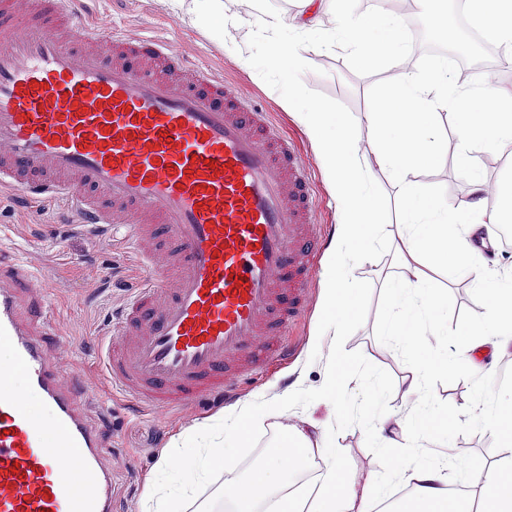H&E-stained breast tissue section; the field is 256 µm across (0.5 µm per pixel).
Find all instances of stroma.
Returning a JSON list of instances; mask_svg holds the SVG:
<instances>
[{
    "mask_svg": "<svg viewBox=\"0 0 512 512\" xmlns=\"http://www.w3.org/2000/svg\"><path fill=\"white\" fill-rule=\"evenodd\" d=\"M224 6L236 12L237 22L221 32L189 14L176 0H80L73 12L78 21L90 17L131 34L157 35L181 47L188 64L210 70L244 92L266 112L270 127L296 145L307 167L323 245L314 258L315 276L308 287L311 305L281 340L287 358L257 368L229 400H203L159 411L113 393L102 366L100 345L112 335L113 313L137 284L151 275V268L142 264L125 225L116 224L98 234L76 223L75 212L63 202L44 199L31 203L11 189L0 190V247L26 262L39 285L47 289V301L61 333L55 353L60 378L79 385L88 397L86 410L91 421L103 429L104 453L112 467L113 512H141L168 448L183 442L195 429L215 424L257 400L278 399L301 387L315 389L324 384L332 343L329 338H318L317 328L326 295L324 265L338 234V206L322 157L296 113L285 107L284 99L289 85H296L305 99L340 113L360 136L362 150L368 152L372 143L366 117L384 87L404 69L399 61L376 71L366 69L357 54L341 47L313 55L311 64L289 66L287 60L270 53L258 30L268 16L298 14L299 0H263L262 5L250 7L244 0H224ZM287 67L293 70L289 85L281 77ZM441 127L443 160L421 171L416 181L422 190L438 192L455 202L467 198L469 185L456 163L453 123L445 120ZM477 160L488 180L487 206L495 208L500 192L512 186V153L487 150L478 153ZM395 272L390 253L353 268V277L369 282L373 295L365 323L345 344L346 350L361 352L391 374L396 387L389 405L394 413L405 408L400 385L413 362L411 355L381 334ZM434 279L447 291L448 341L461 345L469 328L484 316L486 299L470 280L445 272L436 273ZM430 391L443 414L424 421L426 446L432 452H442V437L450 435L457 465L467 471L480 470L496 460L503 442L496 431L475 420L473 376L463 370L441 374L431 381ZM334 419V408L326 400L265 415L260 447L235 470V477L247 475L265 461V450L281 424L306 421L313 439L321 440ZM335 442L342 450L346 475L378 467L361 427L341 431Z\"/></svg>",
    "mask_w": 512,
    "mask_h": 512,
    "instance_id": "35a3bbf8",
    "label": "stroma"
}]
</instances>
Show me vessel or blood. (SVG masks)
<instances>
[{"label": "vessel or blood", "instance_id": "1", "mask_svg": "<svg viewBox=\"0 0 512 512\" xmlns=\"http://www.w3.org/2000/svg\"><path fill=\"white\" fill-rule=\"evenodd\" d=\"M72 0H0V188L86 223L163 230L156 272L112 318L113 390L151 407L228 397L309 304L321 246L304 162L222 79ZM34 272L0 250V512H112L99 428L60 380ZM52 417L50 429L42 413Z\"/></svg>", "mask_w": 512, "mask_h": 512}]
</instances>
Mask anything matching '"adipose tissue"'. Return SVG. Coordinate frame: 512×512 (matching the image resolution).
I'll list each match as a JSON object with an SVG mask.
<instances>
[{"label": "adipose tissue", "mask_w": 512, "mask_h": 512, "mask_svg": "<svg viewBox=\"0 0 512 512\" xmlns=\"http://www.w3.org/2000/svg\"><path fill=\"white\" fill-rule=\"evenodd\" d=\"M475 17L489 26L505 50H512V0H474ZM305 21L272 15L260 27L272 49H280V35L292 28L299 36L314 31L319 23L318 0H301ZM403 18L378 11L360 16L347 12L330 34L313 45V52L342 45L374 67L399 60L409 50ZM304 124L311 141L326 161L328 180L339 203V237L325 265L324 284L329 298H336L345 283L346 260L363 252L368 241L397 237L396 259L400 269L388 292L389 313L383 334L404 351L416 354L409 369L403 396L413 407L405 415H388L373 429L382 447H412L410 464L392 466L394 479L410 486L405 512H512V400L503 401L494 389L486 357L512 353V273H492L475 278L474 285L487 299L488 314L469 333L461 349L446 355L441 364L421 360V351L447 342V293L436 286L431 269L475 268L485 260L471 240L493 224L512 223V188L500 195L499 207L485 204L487 178L474 154L483 149H512V94L482 81L470 87L452 83L445 66L436 65L415 74L403 72L385 90L379 104L367 116L370 153H362L358 137L339 125L335 113L320 105L301 103L296 91L285 100ZM452 110L458 161L469 184V199L451 204L445 196L420 190L415 178L423 168L441 160L437 117ZM391 174L401 189L397 224L379 219L377 194L369 179L372 168ZM463 366L478 378L482 403L479 419L501 434L503 454L476 479H462L463 490L448 489V471L455 465L452 448L434 454L421 446L420 419L435 413L437 401L427 382L439 368ZM280 455L288 459L287 471L270 475L269 465L254 469L242 482L224 487V498L235 512H261L274 501L276 512H374L383 502L374 470L348 482L337 449L313 441L304 425L281 428ZM318 457L323 469L314 493L298 496L291 487L296 473L308 459Z\"/></svg>", "instance_id": "ef3b65f1"}]
</instances>
